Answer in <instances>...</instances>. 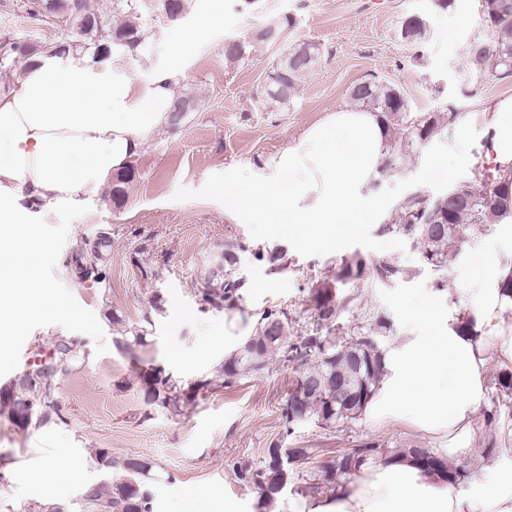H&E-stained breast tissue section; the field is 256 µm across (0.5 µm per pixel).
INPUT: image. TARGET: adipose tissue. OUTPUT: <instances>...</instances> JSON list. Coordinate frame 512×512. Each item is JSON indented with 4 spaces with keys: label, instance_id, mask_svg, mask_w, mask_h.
<instances>
[{
    "label": "adipose tissue",
    "instance_id": "1",
    "mask_svg": "<svg viewBox=\"0 0 512 512\" xmlns=\"http://www.w3.org/2000/svg\"><path fill=\"white\" fill-rule=\"evenodd\" d=\"M185 74L172 65L148 82L110 79L87 64L27 66L19 90L0 96V195L49 214L96 193L169 124ZM494 164L512 166V98L485 107ZM388 136L377 112L347 106L328 111L300 144L271 158L273 184L254 187L255 204L276 202L307 241H332L345 216L360 209L386 156ZM387 373L369 410L433 435L469 436L483 396L482 340L444 328L408 337L386 358ZM300 512H512V471L476 493L448 484L412 462L367 463L333 496L305 501Z\"/></svg>",
    "mask_w": 512,
    "mask_h": 512
}]
</instances>
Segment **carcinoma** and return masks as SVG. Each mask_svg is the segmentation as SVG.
<instances>
[{"mask_svg":"<svg viewBox=\"0 0 512 512\" xmlns=\"http://www.w3.org/2000/svg\"><path fill=\"white\" fill-rule=\"evenodd\" d=\"M484 15L493 27L488 41L476 39L466 51L471 71L479 78L505 80L512 77V0H484ZM45 11L71 24L69 38L44 50L35 43L27 48V61L43 55L67 57L90 54L95 63L109 58L107 50L124 49L133 52L144 45L146 34L136 23L109 27L103 15L92 11L87 0H43ZM284 32L279 23L263 25L256 38L274 44ZM428 25L420 14L406 17L401 24L402 38L413 45L425 41ZM4 52L0 53V70L9 71L16 66L18 53L13 51L11 39L0 40ZM321 57V48L303 44L289 50L281 57L270 75L266 95L269 99L286 104L295 95L302 77ZM349 103L354 107L379 112L389 137L388 151L379 170V178L393 176L418 148L439 138L442 131L459 117L457 106L449 102L439 109L414 114L401 91L393 85L373 77L353 85L348 92ZM197 100L190 94L182 95L174 104L171 124L181 121L179 112H192ZM136 179V169L127 165L111 180L112 202L121 206ZM491 185V196L483 192ZM512 223V167H484L475 180L451 187L442 194L428 196L421 191L403 197L384 230L403 236L420 248L423 261L435 268L445 269L462 248L460 230L466 226L477 228L491 224ZM245 251L240 244H226L213 256L204 278L205 288L199 292L207 307L235 310L242 298L245 281L237 274L239 254ZM253 257L278 270L288 268V254L283 247L256 248ZM404 274V269L391 260L366 262L361 256L345 258L332 276L311 278L304 286L309 300L312 329L296 338L288 335L293 322L287 309L269 307L256 315L253 331L238 346L224 355L216 372L222 376L224 387L235 386L246 374L259 373L276 358L293 364L298 375L289 391L282 416L286 430L304 422H315L323 427L347 424L362 416L375 395L385 372L386 350L373 334H361L350 339H338L343 329V318L358 303L352 291L360 280L370 278L375 282H390ZM114 347L136 358L135 351L146 344L143 328H130L114 337ZM87 350L76 339H65L53 345L52 356L43 363L33 362L22 375L0 385V415L8 417L15 426L26 429L36 424L44 426L61 419L55 390L56 377L72 365L86 358ZM315 379L320 384L323 404L314 402L295 411L298 383ZM211 381L199 379L184 386L159 366L140 370V398L147 407H161L172 413L193 402L199 394L208 391ZM280 452L295 464L306 460V448L270 447L265 459ZM383 456L389 462H399L408 457L428 473L435 474L451 485H459L471 478V471L464 465L445 463L443 458L427 448L408 445L395 451H382L380 446L368 442L351 453L336 459L332 470L326 474L324 486H331L332 477L351 476L369 459ZM98 465L106 470H118L112 479L86 485L79 495V502L71 506L47 499L33 506L32 512H152V496L145 485L152 468L151 463L128 457L120 462L101 449L97 454ZM238 477L254 484L259 490L261 505L271 507L280 498L285 481L269 471L268 465L257 470L237 468Z\"/></svg>","mask_w":512,"mask_h":512,"instance_id":"cac0c4a2","label":"carcinoma"}]
</instances>
